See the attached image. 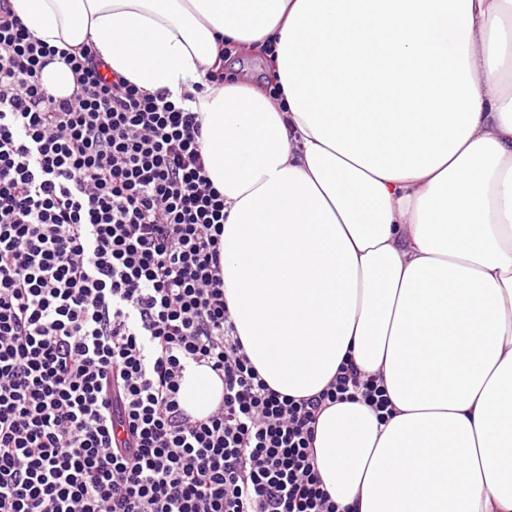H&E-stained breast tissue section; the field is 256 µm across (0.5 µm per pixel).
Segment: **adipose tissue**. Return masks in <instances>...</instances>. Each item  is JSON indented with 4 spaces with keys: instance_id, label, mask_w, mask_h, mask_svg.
Masks as SVG:
<instances>
[{
    "instance_id": "1",
    "label": "adipose tissue",
    "mask_w": 512,
    "mask_h": 512,
    "mask_svg": "<svg viewBox=\"0 0 512 512\" xmlns=\"http://www.w3.org/2000/svg\"><path fill=\"white\" fill-rule=\"evenodd\" d=\"M12 3L151 93L197 95L232 48L265 59L278 94L229 77L195 107L246 354L295 398L346 361L383 385L386 421L360 401L317 418L340 512H512V0ZM361 68L402 103L376 130ZM434 323L462 357L429 353ZM222 390L196 366L181 401L203 418Z\"/></svg>"
}]
</instances>
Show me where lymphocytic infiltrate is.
I'll use <instances>...</instances> for the list:
<instances>
[{
  "mask_svg": "<svg viewBox=\"0 0 512 512\" xmlns=\"http://www.w3.org/2000/svg\"><path fill=\"white\" fill-rule=\"evenodd\" d=\"M55 62L71 94L44 83ZM202 120L105 76L0 0V512H337L313 464L326 404L390 402L344 368L274 391L224 299V196ZM223 383L204 418L185 372Z\"/></svg>",
  "mask_w": 512,
  "mask_h": 512,
  "instance_id": "lymphocytic-infiltrate-1",
  "label": "lymphocytic infiltrate"
}]
</instances>
